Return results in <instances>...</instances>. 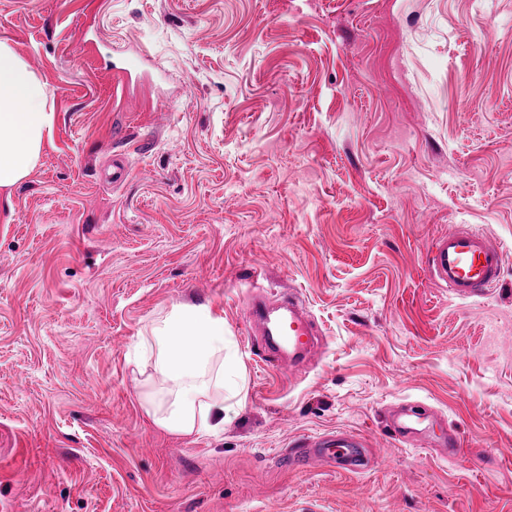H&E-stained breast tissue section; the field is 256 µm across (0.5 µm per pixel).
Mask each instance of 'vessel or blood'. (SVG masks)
Instances as JSON below:
<instances>
[{"label": "vessel or blood", "mask_w": 512, "mask_h": 512, "mask_svg": "<svg viewBox=\"0 0 512 512\" xmlns=\"http://www.w3.org/2000/svg\"><path fill=\"white\" fill-rule=\"evenodd\" d=\"M425 257L434 278L461 300L490 293L506 264L504 252L492 245L486 234L468 225L457 226L433 239ZM251 317L261 325L262 358L273 367L301 364L318 341V325L297 294L283 295L274 307L253 302ZM289 458L302 466L315 460L327 461L351 472L365 469L368 463L362 441L344 435L301 443L290 451Z\"/></svg>", "instance_id": "1"}]
</instances>
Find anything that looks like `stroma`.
Listing matches in <instances>:
<instances>
[{
    "instance_id": "1",
    "label": "stroma",
    "mask_w": 512,
    "mask_h": 512,
    "mask_svg": "<svg viewBox=\"0 0 512 512\" xmlns=\"http://www.w3.org/2000/svg\"><path fill=\"white\" fill-rule=\"evenodd\" d=\"M0 41L55 112L0 191V512H512V0H0ZM117 67L152 81L113 96ZM460 224L507 256L478 300L425 264ZM288 291L323 341L280 373L246 333ZM194 303L245 377L201 439L132 364ZM332 432L374 465L287 466Z\"/></svg>"
}]
</instances>
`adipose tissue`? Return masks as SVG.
Masks as SVG:
<instances>
[{
	"mask_svg": "<svg viewBox=\"0 0 512 512\" xmlns=\"http://www.w3.org/2000/svg\"><path fill=\"white\" fill-rule=\"evenodd\" d=\"M44 81L8 44L0 42V190L17 186L38 164L53 132ZM133 363L169 385L170 405L146 413L167 432L209 437L223 430L226 395L242 390L237 353L224 319L205 305H179L159 316L138 341Z\"/></svg>",
	"mask_w": 512,
	"mask_h": 512,
	"instance_id": "1",
	"label": "adipose tissue"
}]
</instances>
